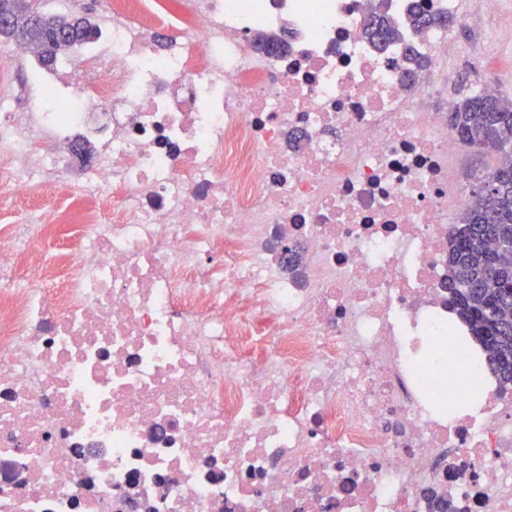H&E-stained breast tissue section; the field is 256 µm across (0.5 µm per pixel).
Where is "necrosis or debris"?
<instances>
[{"label":"necrosis or debris","instance_id":"obj_1","mask_svg":"<svg viewBox=\"0 0 512 512\" xmlns=\"http://www.w3.org/2000/svg\"><path fill=\"white\" fill-rule=\"evenodd\" d=\"M388 5L436 23L376 50ZM463 18L107 0L26 95L0 83V512H512V392L471 345L451 418L413 359L469 333L437 104Z\"/></svg>","mask_w":512,"mask_h":512}]
</instances>
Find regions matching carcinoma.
<instances>
[{"instance_id":"obj_1","label":"carcinoma","mask_w":512,"mask_h":512,"mask_svg":"<svg viewBox=\"0 0 512 512\" xmlns=\"http://www.w3.org/2000/svg\"><path fill=\"white\" fill-rule=\"evenodd\" d=\"M16 8L15 0H0V15L15 19L10 36L46 66L56 62L60 41L77 44L86 35V20L67 15L46 19L34 33L32 16ZM366 34L384 47L398 29L383 11L369 17ZM450 126L462 143L497 156L495 167L477 178L450 241V305L468 321L502 383L512 384V107L491 95L464 96L453 104Z\"/></svg>"}]
</instances>
